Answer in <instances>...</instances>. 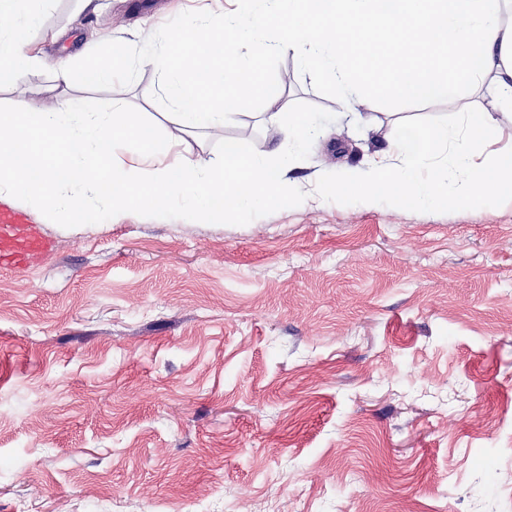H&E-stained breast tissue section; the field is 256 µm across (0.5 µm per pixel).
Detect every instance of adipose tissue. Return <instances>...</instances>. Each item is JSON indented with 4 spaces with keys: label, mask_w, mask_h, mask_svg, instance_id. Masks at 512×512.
<instances>
[{
    "label": "adipose tissue",
    "mask_w": 512,
    "mask_h": 512,
    "mask_svg": "<svg viewBox=\"0 0 512 512\" xmlns=\"http://www.w3.org/2000/svg\"><path fill=\"white\" fill-rule=\"evenodd\" d=\"M245 16L198 13L166 34L155 58L167 115L175 127L156 135L123 101L111 112H84L60 94L55 108L39 112L25 99L0 114V195L47 206L64 224H93L122 204L152 211L179 202L186 223L223 222L248 207L281 205L292 197L276 159L245 156L225 141L224 153L205 157L179 150L181 131L224 125L254 95L277 101L265 63L290 55L319 71L334 86L339 105L373 92L389 100L448 99L462 110V132L449 143L442 126L401 127L387 149L351 178L324 182V197L379 198L395 207L469 209L493 196L512 197V148L481 157L497 141V113L512 112V0H259ZM37 0H0V85L52 66L69 85L75 64L88 83H109L131 57L128 43L112 46L111 60L97 59L94 43L77 57L47 60L28 32L39 23ZM249 55L240 58L238 47ZM495 77L491 108L471 106L467 88ZM133 147L114 155V132ZM458 180L456 190L448 183Z\"/></svg>",
    "instance_id": "1"
}]
</instances>
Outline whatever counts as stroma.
<instances>
[{
  "label": "stroma",
  "instance_id": "1",
  "mask_svg": "<svg viewBox=\"0 0 512 512\" xmlns=\"http://www.w3.org/2000/svg\"><path fill=\"white\" fill-rule=\"evenodd\" d=\"M40 0L47 54L89 32L133 42L132 76L71 95L123 100L173 126L146 60L178 24L172 0ZM276 106L251 99L195 152L270 159L292 112L317 125L289 178L297 199L224 223L129 210L62 224L0 268V512H512V198L470 209L325 198L403 125L448 128L456 102L351 104L292 56L265 66ZM50 70L0 87L49 111Z\"/></svg>",
  "mask_w": 512,
  "mask_h": 512
}]
</instances>
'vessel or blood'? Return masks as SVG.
<instances>
[{"label": "vessel or blood", "instance_id": "1", "mask_svg": "<svg viewBox=\"0 0 512 512\" xmlns=\"http://www.w3.org/2000/svg\"><path fill=\"white\" fill-rule=\"evenodd\" d=\"M51 249V242L26 214L0 202V267H27Z\"/></svg>", "mask_w": 512, "mask_h": 512}]
</instances>
